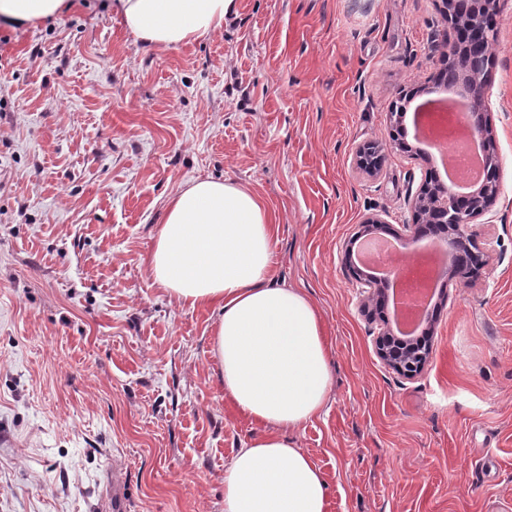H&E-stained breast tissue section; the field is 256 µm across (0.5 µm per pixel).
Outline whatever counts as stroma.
Here are the masks:
<instances>
[{"label":"stroma","mask_w":512,"mask_h":512,"mask_svg":"<svg viewBox=\"0 0 512 512\" xmlns=\"http://www.w3.org/2000/svg\"><path fill=\"white\" fill-rule=\"evenodd\" d=\"M108 0L0 25V512H224L257 427L225 399L211 308L149 271L167 199L228 179L273 210L275 270L325 322L332 388L295 438L330 512H512V0H498L486 110L500 194L483 260L440 280L432 352L409 377L345 255L364 217L412 221L430 158L390 148L400 92L434 89L439 0H240L222 30L144 48ZM386 148L371 177L355 164ZM383 148L375 143H365L356 152V165L364 173L376 176L383 164ZM394 335L390 332H383L380 336H378L376 340L377 345V354L379 358L388 366L394 368L398 372L402 373H408L409 375H414L415 373L422 370L424 367L427 357L425 359V362L421 368V364L418 371H412L413 368L410 366H406L405 369L412 371H404L402 370V365L400 360H404L407 357H422L423 354L420 352H417V346L416 343L394 338V344L391 342V338Z\"/></svg>","instance_id":"stroma-1"}]
</instances>
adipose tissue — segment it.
<instances>
[{"instance_id":"1","label":"adipose tissue","mask_w":512,"mask_h":512,"mask_svg":"<svg viewBox=\"0 0 512 512\" xmlns=\"http://www.w3.org/2000/svg\"><path fill=\"white\" fill-rule=\"evenodd\" d=\"M239 0H112L113 15L144 46L185 45L222 29ZM66 0H0V24L57 16ZM275 221L262 198L225 179L189 181L165 205L149 268L183 305L218 317L211 353L224 396L261 428L224 470V512H329L327 479L295 431L331 391L319 309L272 270Z\"/></svg>"}]
</instances>
